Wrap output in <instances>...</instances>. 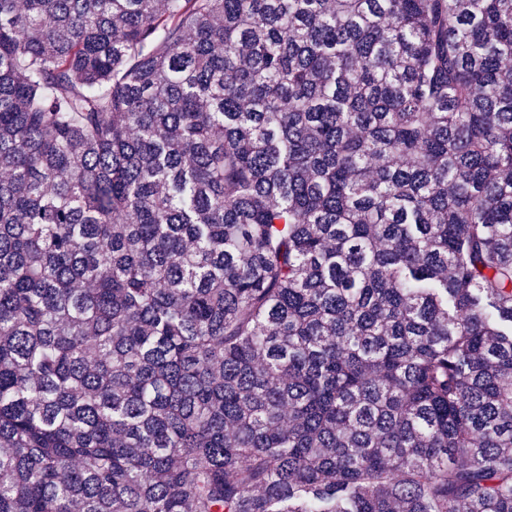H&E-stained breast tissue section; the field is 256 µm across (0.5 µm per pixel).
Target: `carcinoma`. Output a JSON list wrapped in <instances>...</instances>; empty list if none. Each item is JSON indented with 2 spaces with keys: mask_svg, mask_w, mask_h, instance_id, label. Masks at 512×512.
I'll return each mask as SVG.
<instances>
[{
  "mask_svg": "<svg viewBox=\"0 0 512 512\" xmlns=\"http://www.w3.org/2000/svg\"><path fill=\"white\" fill-rule=\"evenodd\" d=\"M512 0H0V512H512Z\"/></svg>",
  "mask_w": 512,
  "mask_h": 512,
  "instance_id": "1",
  "label": "carcinoma"
}]
</instances>
